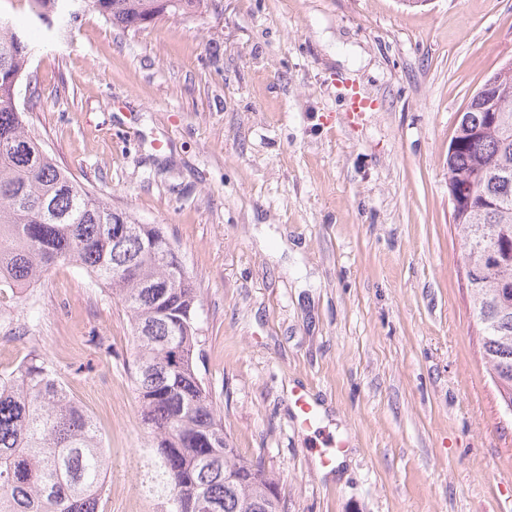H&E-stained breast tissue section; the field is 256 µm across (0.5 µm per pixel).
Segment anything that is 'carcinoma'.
I'll return each mask as SVG.
<instances>
[{"instance_id": "1", "label": "carcinoma", "mask_w": 512, "mask_h": 512, "mask_svg": "<svg viewBox=\"0 0 512 512\" xmlns=\"http://www.w3.org/2000/svg\"><path fill=\"white\" fill-rule=\"evenodd\" d=\"M112 26L138 30L203 0H30L38 24L66 26L75 2ZM35 45L0 14V292L25 309L23 291L59 264H74L129 314L134 390L149 438V494L170 512H277L279 479L229 447L224 422L200 378L197 289L157 224H140L56 164L16 103ZM493 83L497 112L457 122L448 181L474 187L452 214L461 227L467 288L481 321L484 358L512 393V60ZM234 468V485L226 481ZM110 461L93 417L54 368L31 354L0 377V512H98Z\"/></svg>"}]
</instances>
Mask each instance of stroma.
I'll use <instances>...</instances> for the list:
<instances>
[{
  "instance_id": "35a3bbf8",
  "label": "stroma",
  "mask_w": 512,
  "mask_h": 512,
  "mask_svg": "<svg viewBox=\"0 0 512 512\" xmlns=\"http://www.w3.org/2000/svg\"><path fill=\"white\" fill-rule=\"evenodd\" d=\"M30 121L58 163L160 225L198 290L200 376L286 512H512V415L483 364L451 219L459 112L512 60V0H206L124 32L30 28ZM368 98L356 125L350 96ZM166 141L154 150L153 140ZM0 296V372L29 352L95 420L99 512H161L132 330L77 266ZM324 408L299 427L291 387ZM350 446L341 472L319 460Z\"/></svg>"
}]
</instances>
